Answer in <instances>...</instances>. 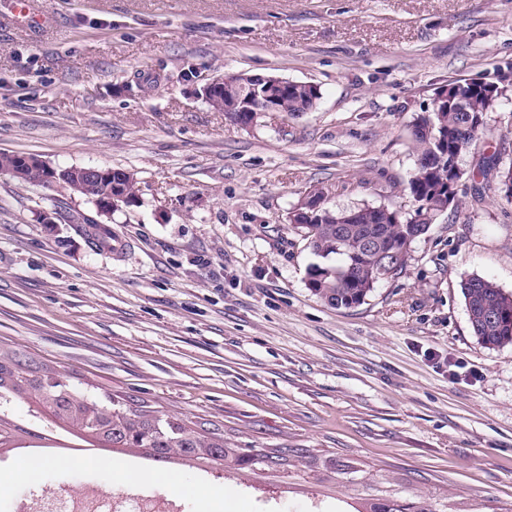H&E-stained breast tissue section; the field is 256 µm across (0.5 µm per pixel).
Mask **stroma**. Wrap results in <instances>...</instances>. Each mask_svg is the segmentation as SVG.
Segmentation results:
<instances>
[{
    "label": "stroma",
    "mask_w": 512,
    "mask_h": 512,
    "mask_svg": "<svg viewBox=\"0 0 512 512\" xmlns=\"http://www.w3.org/2000/svg\"><path fill=\"white\" fill-rule=\"evenodd\" d=\"M45 25L0 0V152L56 169L120 168L139 201L97 214L60 184L0 173V348L69 372L89 394L148 404L230 446L288 452L255 474L191 469L210 487L184 512H368L382 498L430 512H512V346L472 335L460 283L512 295V99L462 166L457 205L414 243L403 273L352 310L306 283L314 257L288 222L315 188L329 206L411 212L413 124L459 80L512 81V0H37ZM317 85L315 109L238 127L195 75ZM141 77L143 88L125 84ZM98 215L130 248L113 257L69 223ZM55 217L54 228L42 222ZM20 448L0 454V512L44 482L6 478L27 448L71 442L26 403ZM137 451L71 454L58 484L105 490ZM231 486L223 500L213 490Z\"/></svg>",
    "instance_id": "stroma-1"
}]
</instances>
